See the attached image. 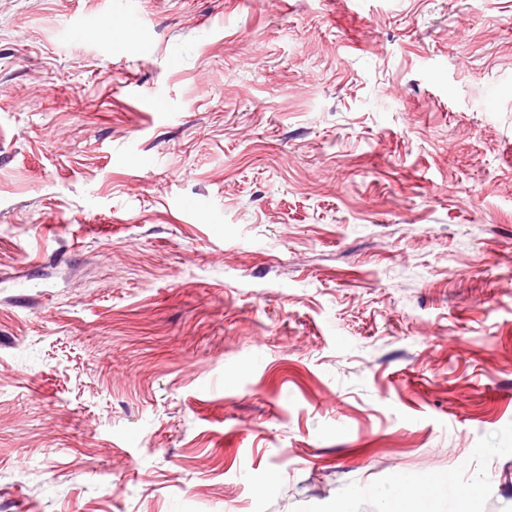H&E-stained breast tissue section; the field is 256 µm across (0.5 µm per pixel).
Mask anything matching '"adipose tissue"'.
<instances>
[{
    "instance_id": "adipose-tissue-1",
    "label": "adipose tissue",
    "mask_w": 512,
    "mask_h": 512,
    "mask_svg": "<svg viewBox=\"0 0 512 512\" xmlns=\"http://www.w3.org/2000/svg\"><path fill=\"white\" fill-rule=\"evenodd\" d=\"M383 512H481L477 485H465L455 474L419 483L395 474Z\"/></svg>"
}]
</instances>
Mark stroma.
Masks as SVG:
<instances>
[{
  "mask_svg": "<svg viewBox=\"0 0 512 512\" xmlns=\"http://www.w3.org/2000/svg\"><path fill=\"white\" fill-rule=\"evenodd\" d=\"M450 471L512 512V0H0V512Z\"/></svg>",
  "mask_w": 512,
  "mask_h": 512,
  "instance_id": "obj_1",
  "label": "stroma"
}]
</instances>
